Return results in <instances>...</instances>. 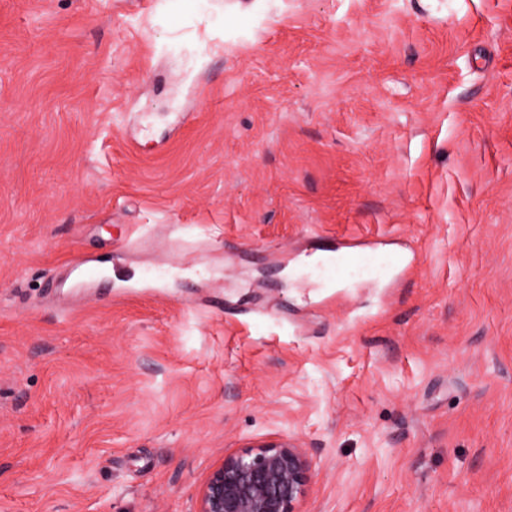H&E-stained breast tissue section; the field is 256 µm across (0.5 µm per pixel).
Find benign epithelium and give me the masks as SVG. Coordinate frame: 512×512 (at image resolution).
<instances>
[{
    "label": "benign epithelium",
    "mask_w": 512,
    "mask_h": 512,
    "mask_svg": "<svg viewBox=\"0 0 512 512\" xmlns=\"http://www.w3.org/2000/svg\"><path fill=\"white\" fill-rule=\"evenodd\" d=\"M311 471L305 449L288 439L248 445L211 472L197 512H298Z\"/></svg>",
    "instance_id": "benign-epithelium-1"
}]
</instances>
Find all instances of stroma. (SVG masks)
I'll list each match as a JSON object with an SVG mask.
<instances>
[{"instance_id": "35a3bbf8", "label": "stroma", "mask_w": 512, "mask_h": 512, "mask_svg": "<svg viewBox=\"0 0 512 512\" xmlns=\"http://www.w3.org/2000/svg\"><path fill=\"white\" fill-rule=\"evenodd\" d=\"M280 438L301 512H512V0H0V512ZM335 252L339 253L329 267L330 276L348 275L352 270L362 267L368 262V257L364 253L353 250L352 246H346L341 250L340 248L335 249Z\"/></svg>"}]
</instances>
